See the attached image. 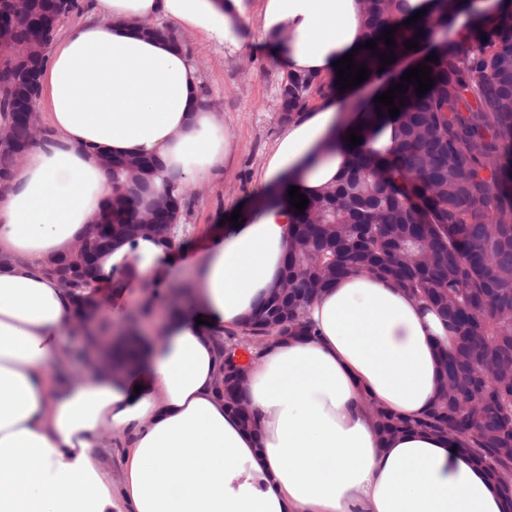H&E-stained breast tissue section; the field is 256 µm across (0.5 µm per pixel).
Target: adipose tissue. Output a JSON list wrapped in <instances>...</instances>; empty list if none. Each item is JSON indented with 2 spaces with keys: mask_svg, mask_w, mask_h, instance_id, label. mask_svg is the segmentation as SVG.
Segmentation results:
<instances>
[{
  "mask_svg": "<svg viewBox=\"0 0 512 512\" xmlns=\"http://www.w3.org/2000/svg\"><path fill=\"white\" fill-rule=\"evenodd\" d=\"M93 11L51 49L40 77L50 133L0 191V512H506L485 466L447 438L375 430L368 403L408 420L428 412L451 346L438 315L387 279L338 280L306 308L313 336L257 349L240 392L253 427L220 393L219 339L283 278L290 187L313 197L338 184L348 136L366 123L345 104L373 102L380 76L288 122L242 226L225 225L193 256L195 288L161 344L114 371H52L82 321L51 267L119 195L180 194L218 176L231 153L197 65L144 24L161 19L231 50L255 27L286 73L321 77L368 34L361 0H93ZM104 155L150 159L155 175L114 190ZM174 259L148 234L121 244L99 260V292L110 304L146 281L166 290Z\"/></svg>",
  "mask_w": 512,
  "mask_h": 512,
  "instance_id": "1",
  "label": "adipose tissue"
}]
</instances>
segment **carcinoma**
I'll return each instance as SVG.
<instances>
[{
  "label": "carcinoma",
  "instance_id": "1",
  "mask_svg": "<svg viewBox=\"0 0 512 512\" xmlns=\"http://www.w3.org/2000/svg\"><path fill=\"white\" fill-rule=\"evenodd\" d=\"M436 2L435 15L405 26L411 17L408 0H365L368 37L377 50L389 52L380 36L398 26L394 54L406 52V40L435 54L437 60L423 61L434 85L418 95L409 84L394 118L380 103L366 107L362 135L394 126L392 155L384 160L359 143L343 182L308 199L297 214L285 267L293 317L287 322L275 317L269 295L240 332L224 338V403L249 424V414L239 408V378L247 364L235 356L248 350L244 339L312 335L302 319L313 299L309 285L324 290L369 267L435 307L452 338L432 409L407 421L371 403L377 429L389 435L413 428L451 438L487 466L512 503V167L505 163L512 151V0H500L506 8L494 21L474 15L466 49L451 38L435 39L437 27L450 25L464 0ZM79 10L81 0H31L30 21L0 50V118L10 122L18 145L27 142L30 118L12 101L31 89H14L12 61L35 31ZM333 86L313 77L304 97L288 92L283 119L303 112L311 90L322 93ZM127 164L126 158L112 160L113 186L127 181ZM139 205L134 198L112 204L103 219L108 228L88 238L95 256L146 232L136 222ZM186 206L182 197L175 213L158 208L155 223L181 220ZM99 276L97 262L88 261L67 288L89 308L92 298L85 292L96 290Z\"/></svg>",
  "mask_w": 512,
  "mask_h": 512
}]
</instances>
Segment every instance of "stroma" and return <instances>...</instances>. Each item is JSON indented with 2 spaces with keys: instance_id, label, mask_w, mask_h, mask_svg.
<instances>
[{
  "instance_id": "1",
  "label": "stroma",
  "mask_w": 512,
  "mask_h": 512,
  "mask_svg": "<svg viewBox=\"0 0 512 512\" xmlns=\"http://www.w3.org/2000/svg\"><path fill=\"white\" fill-rule=\"evenodd\" d=\"M182 38L199 68L203 89L234 138L233 154L220 176L186 193L189 209L173 240L176 247L191 249L201 246L239 205L251 202L267 149L285 125L278 108L285 72L274 55L259 47L230 52L189 31Z\"/></svg>"
}]
</instances>
